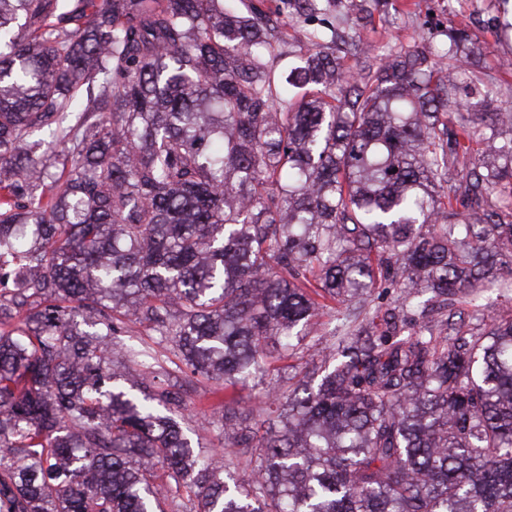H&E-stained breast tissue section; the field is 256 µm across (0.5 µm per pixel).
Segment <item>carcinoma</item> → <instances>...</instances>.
<instances>
[{
	"label": "carcinoma",
	"instance_id": "cac0c4a2",
	"mask_svg": "<svg viewBox=\"0 0 512 512\" xmlns=\"http://www.w3.org/2000/svg\"><path fill=\"white\" fill-rule=\"evenodd\" d=\"M237 2L0 0V512H164L174 491L199 512H512V316L363 314L372 288H512V107L486 111L482 47L352 33L394 0ZM330 302L322 376L282 388ZM130 323L224 380L211 425L248 477L199 458L160 360L114 370L139 364L112 343Z\"/></svg>",
	"mask_w": 512,
	"mask_h": 512
}]
</instances>
